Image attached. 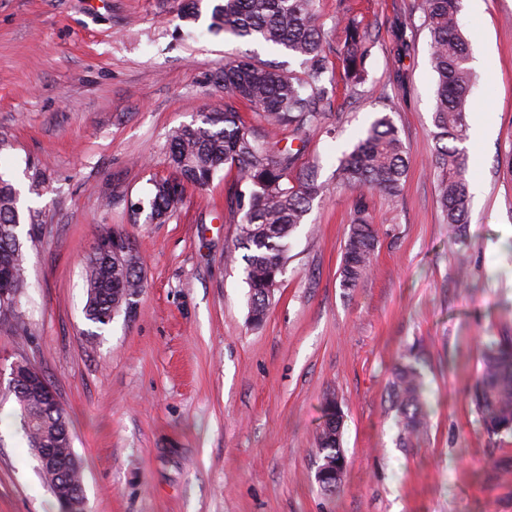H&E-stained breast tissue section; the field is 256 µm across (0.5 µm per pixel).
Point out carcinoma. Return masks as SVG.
I'll list each match as a JSON object with an SVG mask.
<instances>
[{
  "label": "carcinoma",
  "mask_w": 512,
  "mask_h": 512,
  "mask_svg": "<svg viewBox=\"0 0 512 512\" xmlns=\"http://www.w3.org/2000/svg\"><path fill=\"white\" fill-rule=\"evenodd\" d=\"M317 0H216L210 28L236 38L278 46L301 59L299 73L234 58L212 72L209 82L224 88L230 101L222 112H202L193 123L175 129L169 139L171 174L153 182L148 199L151 222H163L177 211L175 197L188 185L208 186L223 169L236 171L231 196L241 215L236 236L226 246L228 260L244 262L249 288V317L261 323L270 310L279 278L288 260L289 240L305 223L313 202L326 190L316 165L300 163L309 131L332 116L333 54L351 91L365 83L371 54L370 33L362 21L343 11L347 36L330 45L328 31L316 8ZM421 27L429 32V54L436 76L432 167L437 203L449 231L464 243L470 191L464 143L478 74L471 66V49L462 32V0H419ZM242 103L260 114L267 131L247 126ZM299 142V148H280L278 136ZM408 173L407 151L390 113L376 116L361 131L352 149L343 153L335 170L336 183L349 188L400 195ZM19 193L0 176V324L16 323L27 288L25 257L19 228ZM118 238L120 249L107 258L92 251L85 260L87 302L85 317L106 326L129 315L144 288L146 276L139 253L127 234L104 228L98 239ZM379 244L376 224L357 200L340 267V286L353 289L373 267ZM482 370L469 392L477 421L490 437L512 432V336H491L482 343ZM45 376L29 366L21 379H8L5 390L18 405L15 423L36 460L40 449L53 448L67 461L63 471L39 465L44 483L57 501L83 490L81 462L74 449L67 415L60 404L40 391ZM399 427V442L413 446L428 420L426 388L417 366L400 363L389 384ZM343 414L338 402L326 401L318 437L322 465L334 476L322 485L328 492L341 487L345 469L342 449Z\"/></svg>",
  "instance_id": "obj_1"
}]
</instances>
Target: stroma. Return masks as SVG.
<instances>
[{
  "instance_id": "35a3bbf8",
  "label": "stroma",
  "mask_w": 512,
  "mask_h": 512,
  "mask_svg": "<svg viewBox=\"0 0 512 512\" xmlns=\"http://www.w3.org/2000/svg\"><path fill=\"white\" fill-rule=\"evenodd\" d=\"M372 35L368 80L338 89L335 131H311L302 162L329 190L290 241L266 319L249 320L232 171L188 188L163 223L134 215L169 175L167 139L224 107L207 81L225 59L300 70L287 51L213 34L212 0L178 20L179 0H0V175L20 192L28 288L19 324H0V370L38 367L71 419L85 512H512V435L475 424L468 392L479 339L512 334V0L464 5L481 79L465 143L476 187L467 245L436 202L430 163L435 74L429 33L396 60L414 0H347ZM408 149L398 198L338 186L337 159L378 113ZM379 228L374 271L340 286L357 198ZM123 229L147 286L135 311L96 328L83 265L98 226ZM418 358L429 429L399 445L387 395L394 365ZM344 415V482L316 481L327 398ZM0 401V512H60Z\"/></svg>"
}]
</instances>
